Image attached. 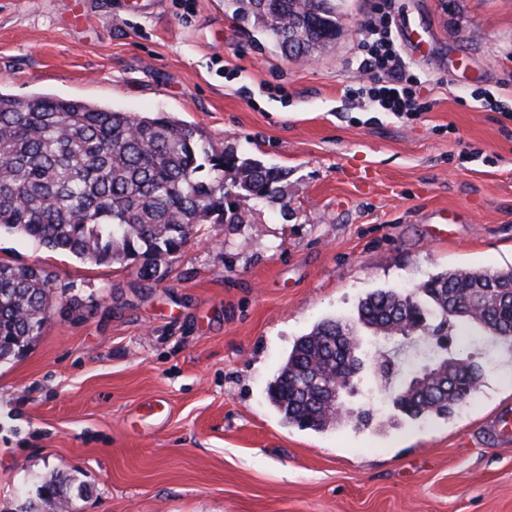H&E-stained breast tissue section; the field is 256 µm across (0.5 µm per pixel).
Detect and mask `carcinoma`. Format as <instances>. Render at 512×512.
I'll return each instance as SVG.
<instances>
[{
  "mask_svg": "<svg viewBox=\"0 0 512 512\" xmlns=\"http://www.w3.org/2000/svg\"><path fill=\"white\" fill-rule=\"evenodd\" d=\"M237 20L271 37L300 19L314 24L305 55L341 35L336 0H224ZM288 172L215 146L171 116L137 115L79 99L36 94L20 99L0 90V229L94 264L128 262L158 277L166 260L204 224L236 231L250 223L242 202H278L288 209ZM512 267L492 272L450 268L405 289L377 290L350 321L325 319L300 336L268 386L270 404L289 424L325 431L341 415L319 398L321 387L360 350L359 327L376 335L409 336L416 325L451 319L501 340L512 337ZM54 278L41 268L0 261V363L39 334L55 300ZM454 362L448 393L424 385L399 388L394 405L412 419L447 417L480 386V366ZM58 476L20 512H55L67 505Z\"/></svg>",
  "mask_w": 512,
  "mask_h": 512,
  "instance_id": "cac0c4a2",
  "label": "carcinoma"
}]
</instances>
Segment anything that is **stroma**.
<instances>
[{"mask_svg":"<svg viewBox=\"0 0 512 512\" xmlns=\"http://www.w3.org/2000/svg\"><path fill=\"white\" fill-rule=\"evenodd\" d=\"M334 44L301 62L239 25L224 0H0V89L164 112L214 144L285 169L288 208L250 204L245 235L208 225L163 277L94 265L0 233V259L51 273L56 304L0 364V512L56 475L70 512H512V347L452 322L444 339L364 333L368 427L288 424L267 388L297 337L353 316L377 289L451 266H512V0H390L426 111L365 112L346 96L376 0H340ZM483 369L476 398L412 420L393 392L444 352Z\"/></svg>","mask_w":512,"mask_h":512,"instance_id":"obj_1","label":"stroma"}]
</instances>
